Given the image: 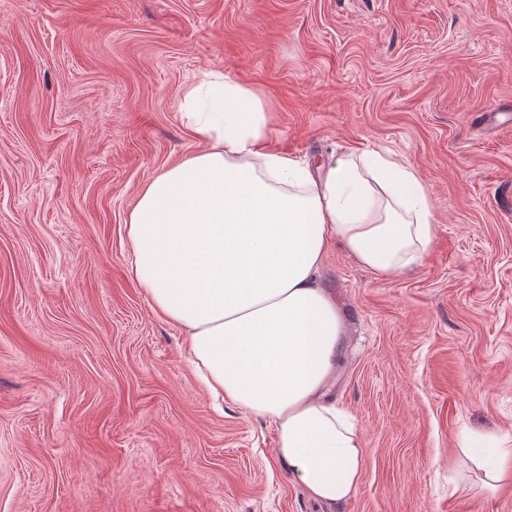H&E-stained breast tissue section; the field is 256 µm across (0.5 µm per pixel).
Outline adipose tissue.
<instances>
[{
  "label": "adipose tissue",
  "instance_id": "adipose-tissue-1",
  "mask_svg": "<svg viewBox=\"0 0 512 512\" xmlns=\"http://www.w3.org/2000/svg\"><path fill=\"white\" fill-rule=\"evenodd\" d=\"M183 100L196 149L149 178L127 214L132 278L181 331L206 391L267 420L276 463L336 505L356 493L366 450L329 397L346 329L319 271L337 244L377 275L404 273L434 241V206L392 155L310 168L270 152L263 99L227 74ZM489 450L474 458L487 494L512 483V439Z\"/></svg>",
  "mask_w": 512,
  "mask_h": 512
}]
</instances>
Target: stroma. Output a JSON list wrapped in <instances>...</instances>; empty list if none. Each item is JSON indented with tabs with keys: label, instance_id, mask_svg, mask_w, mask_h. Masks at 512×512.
<instances>
[{
	"label": "stroma",
	"instance_id": "35a3bbf8",
	"mask_svg": "<svg viewBox=\"0 0 512 512\" xmlns=\"http://www.w3.org/2000/svg\"><path fill=\"white\" fill-rule=\"evenodd\" d=\"M214 70L261 93L272 152L391 153L435 206L405 273L337 245L321 270L367 457L333 512H512V484L450 487L464 443L512 436V0H0V512H326L130 274L127 211L194 151Z\"/></svg>",
	"mask_w": 512,
	"mask_h": 512
}]
</instances>
